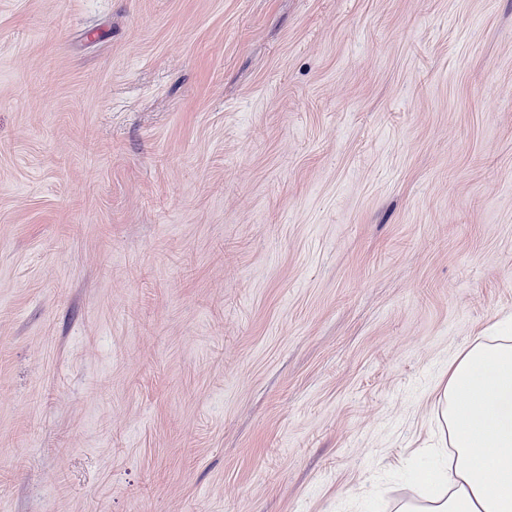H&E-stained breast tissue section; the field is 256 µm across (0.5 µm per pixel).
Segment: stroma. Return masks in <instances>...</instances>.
<instances>
[{
	"mask_svg": "<svg viewBox=\"0 0 512 512\" xmlns=\"http://www.w3.org/2000/svg\"><path fill=\"white\" fill-rule=\"evenodd\" d=\"M512 314V0H0V512H394Z\"/></svg>",
	"mask_w": 512,
	"mask_h": 512,
	"instance_id": "1",
	"label": "stroma"
}]
</instances>
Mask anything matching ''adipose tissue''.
<instances>
[{
	"instance_id": "ef3b65f1",
	"label": "adipose tissue",
	"mask_w": 512,
	"mask_h": 512,
	"mask_svg": "<svg viewBox=\"0 0 512 512\" xmlns=\"http://www.w3.org/2000/svg\"><path fill=\"white\" fill-rule=\"evenodd\" d=\"M434 403L435 460L395 512H512V319L455 355Z\"/></svg>"
}]
</instances>
